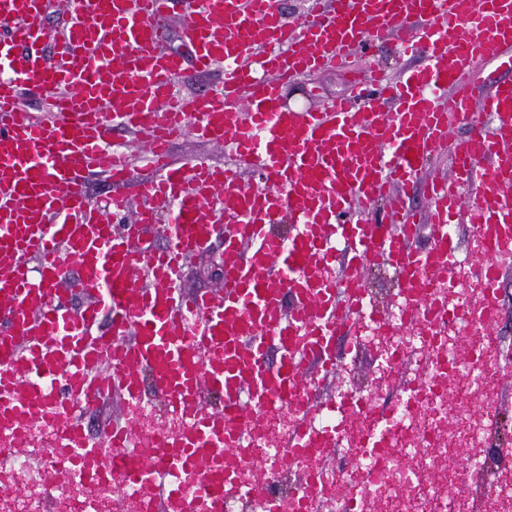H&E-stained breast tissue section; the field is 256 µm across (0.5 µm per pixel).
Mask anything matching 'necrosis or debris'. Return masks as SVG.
I'll use <instances>...</instances> for the list:
<instances>
[{
    "label": "necrosis or debris",
    "instance_id": "1",
    "mask_svg": "<svg viewBox=\"0 0 512 512\" xmlns=\"http://www.w3.org/2000/svg\"><path fill=\"white\" fill-rule=\"evenodd\" d=\"M422 287L433 289L435 312L410 330L403 322L406 299L394 292L392 312L377 317L364 310L356 326L351 355L371 347L380 367L381 384L398 383L395 406L373 421L368 411L379 394L378 386L348 379L334 403L315 419L316 431L337 433L336 447L350 459L353 471L329 477L316 471L311 461L299 460L300 483L287 475L288 457L281 444L295 413L282 402L266 409L267 423L252 428L232 478L237 495L225 498L223 512H309L311 504L322 512H373L384 501L386 512H464L447 489L456 485L457 473L442 470L439 482L428 480L427 465L417 463L424 450L444 448L448 419L447 388L463 379L469 394L490 387V373L501 360L500 348L484 336L498 324V313L489 309L481 321L470 315L483 295L499 296V286L470 276L460 268L455 281L424 275ZM467 332L471 338L468 358H457L450 346L452 335ZM491 410L472 414L471 441L458 444L456 452L476 473L497 475L493 495L486 497L483 512H512V480L504 478L502 464L507 447L491 445L482 429ZM128 422L147 444L173 436L186 422L177 407L147 400L131 407ZM62 421L38 423L25 432L27 451H19L12 438L0 436V512H159L156 486L127 482L120 463L127 453L111 450L98 473L80 471L70 455L62 452ZM66 482H59V475ZM25 489L16 499V489Z\"/></svg>",
    "mask_w": 512,
    "mask_h": 512
}]
</instances>
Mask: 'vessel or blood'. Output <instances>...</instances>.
Segmentation results:
<instances>
[{
	"instance_id": "obj_1",
	"label": "vessel or blood",
	"mask_w": 512,
	"mask_h": 512,
	"mask_svg": "<svg viewBox=\"0 0 512 512\" xmlns=\"http://www.w3.org/2000/svg\"><path fill=\"white\" fill-rule=\"evenodd\" d=\"M53 7L0 0V433L115 393L136 404L146 372L191 416L156 463L210 465L277 400L298 414L289 458L312 453L323 466L336 439L313 418L367 268L388 262L406 286L429 269L452 280L460 252L447 228L458 220L492 258L512 256V80L483 95L464 75L512 69V0H307L296 23L281 0H69L60 28ZM174 9L197 72L219 74L198 95L182 91L183 60L155 25ZM390 34L429 67L391 79L372 66ZM349 61L347 98L283 106L284 84ZM24 89L46 98L49 118L20 107ZM463 120L450 176L425 180V211H403L402 188ZM189 134L226 147L224 162L177 164L171 146ZM94 174L116 186L106 222L89 198ZM126 183L135 196L120 193ZM381 201L388 222L365 221ZM162 212L164 247H140L141 225ZM284 215L287 237L274 230ZM423 229L425 250L413 245ZM217 238L223 296L183 292L188 258ZM133 438L116 426L94 439L80 419L64 433L88 471ZM164 492L171 512H198L180 483Z\"/></svg>"
}]
</instances>
